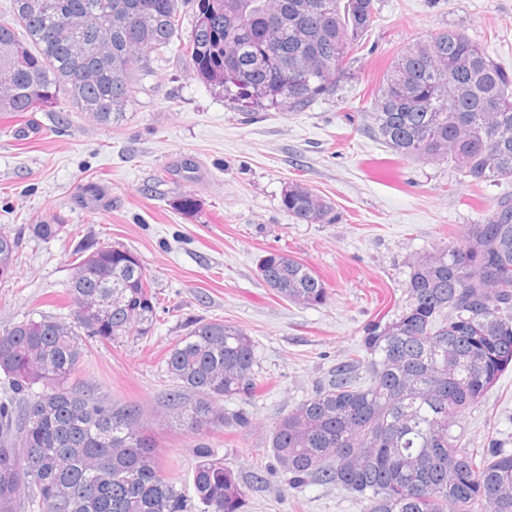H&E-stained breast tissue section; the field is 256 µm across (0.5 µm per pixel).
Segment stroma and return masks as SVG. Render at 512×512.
Wrapping results in <instances>:
<instances>
[{"mask_svg":"<svg viewBox=\"0 0 512 512\" xmlns=\"http://www.w3.org/2000/svg\"><path fill=\"white\" fill-rule=\"evenodd\" d=\"M365 51L335 91L297 112L230 109L222 88L194 76L170 51L140 73L127 118L102 126L66 99L25 120L0 113V226L60 217L76 234L22 238L16 274L0 281V329L39 315L66 317L63 292L83 238L126 248L144 263L164 308L152 335L92 341L76 382L115 403L139 406L158 442L159 463L192 494L205 442L240 476L254 472L272 425L358 350L367 323L402 295L412 258L463 239L512 198V179L473 186L444 163L393 158L369 130L372 93L393 52L449 27L465 30L512 73V0H375ZM296 180L333 206L329 223L307 224L281 206ZM97 189L95 201L80 188ZM190 196L193 211L176 208ZM278 250L307 264L329 290L325 305L276 296L257 260ZM221 320L257 348L261 381L249 397V427L193 435L163 417L175 385L163 359L198 322ZM463 442L512 451V370L465 414ZM247 512H363L349 492L311 484L250 492Z\"/></svg>","mask_w":512,"mask_h":512,"instance_id":"obj_1","label":"stroma"}]
</instances>
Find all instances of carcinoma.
Segmentation results:
<instances>
[{"label":"carcinoma","mask_w":512,"mask_h":512,"mask_svg":"<svg viewBox=\"0 0 512 512\" xmlns=\"http://www.w3.org/2000/svg\"><path fill=\"white\" fill-rule=\"evenodd\" d=\"M110 2L11 0L10 18L0 20V112L44 111L62 94L98 124L122 122L137 93L135 69L174 44L199 78L224 88L234 109L296 111L334 90L375 18L374 0H195L183 35L177 0H124L145 9L141 24L130 29L114 19L100 34ZM274 13L287 19L271 29L266 16ZM65 16L75 26L51 33ZM74 40L84 44L79 54ZM304 68L314 74L299 87L293 72ZM373 96L372 126L392 155L446 162L477 184L512 178V76L465 31L443 29L397 49ZM489 100L501 111H484ZM459 113L467 120L457 121ZM281 205L307 224L331 210L298 181L285 184ZM66 229L57 217L21 227L43 242ZM20 240L0 227L1 281L15 274ZM257 271L284 300L315 307L329 299L326 283L281 251L261 256ZM66 299L65 318L0 330L8 380L0 397V512H45L55 501L62 512H246L248 493L269 488L278 472L291 489L341 487L363 512H512V452L495 443L467 448L454 431L512 368L511 199L464 239L409 263L396 311L367 324L359 350L275 422L270 468L244 482L195 445L192 501L157 465L140 409L73 382L87 339L152 334L161 302L147 268L123 247L84 242ZM100 304L108 305L103 316L94 314ZM257 364L242 329L198 324L164 357L176 383L168 410L194 435L248 427L246 413H223L217 403L253 392Z\"/></svg>","instance_id":"cac0c4a2"}]
</instances>
